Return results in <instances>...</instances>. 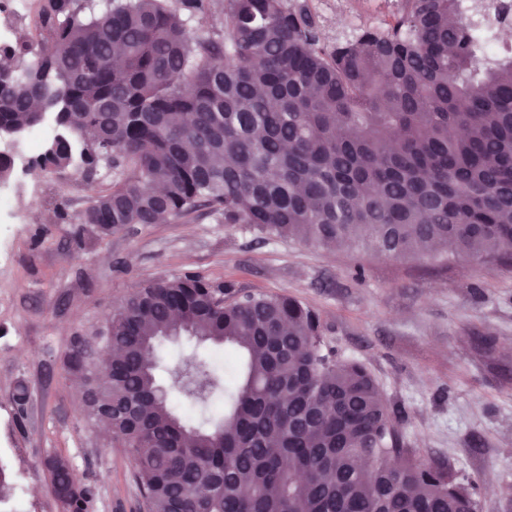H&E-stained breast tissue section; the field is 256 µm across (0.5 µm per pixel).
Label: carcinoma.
<instances>
[{
	"instance_id": "obj_1",
	"label": "carcinoma",
	"mask_w": 512,
	"mask_h": 512,
	"mask_svg": "<svg viewBox=\"0 0 512 512\" xmlns=\"http://www.w3.org/2000/svg\"><path fill=\"white\" fill-rule=\"evenodd\" d=\"M212 2L38 0L37 40L0 44V136L52 119L38 164L82 171L97 238L204 211L325 248L512 257V60H482L472 0H400L387 27L333 44L297 0H225L219 25L191 32ZM102 168L119 173L107 191ZM171 322L244 358L226 383L183 361L196 428L148 364ZM92 348L112 350V381ZM66 367L87 418L112 406L148 512H478L477 483L406 455L372 375L294 298L191 272L150 282L110 332L73 337ZM44 468L66 512H87L94 490L69 462Z\"/></svg>"
}]
</instances>
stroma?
Listing matches in <instances>:
<instances>
[{
  "label": "stroma",
  "instance_id": "1",
  "mask_svg": "<svg viewBox=\"0 0 512 512\" xmlns=\"http://www.w3.org/2000/svg\"><path fill=\"white\" fill-rule=\"evenodd\" d=\"M307 2L329 43L382 26L397 4ZM11 177L17 191L0 210V464L9 475L0 512H62L41 465L50 455L94 485L90 512H148L131 459L85 419L64 359L75 334H93L140 285L185 272L315 310L326 346L373 375L402 447L476 480L479 512H512V260L326 249L264 239L207 214L98 241L80 222L90 192L78 174L29 165ZM216 352L188 336L156 346L158 382L187 423L195 406L172 391L169 370L182 355ZM21 385L23 405L14 399Z\"/></svg>",
  "mask_w": 512,
  "mask_h": 512
}]
</instances>
